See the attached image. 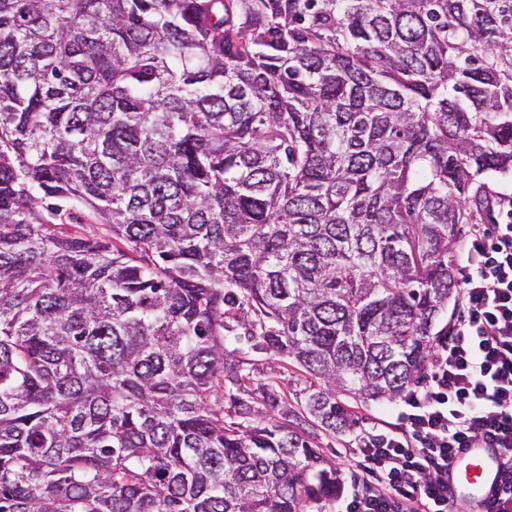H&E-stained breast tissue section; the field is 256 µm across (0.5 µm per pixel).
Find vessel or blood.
I'll return each instance as SVG.
<instances>
[{
  "mask_svg": "<svg viewBox=\"0 0 512 512\" xmlns=\"http://www.w3.org/2000/svg\"><path fill=\"white\" fill-rule=\"evenodd\" d=\"M499 451L495 448H466L453 459L448 482L457 503L481 505L497 486Z\"/></svg>",
  "mask_w": 512,
  "mask_h": 512,
  "instance_id": "1",
  "label": "vessel or blood"
}]
</instances>
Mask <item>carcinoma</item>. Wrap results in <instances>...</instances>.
Listing matches in <instances>:
<instances>
[{
    "label": "carcinoma",
    "instance_id": "carcinoma-1",
    "mask_svg": "<svg viewBox=\"0 0 512 512\" xmlns=\"http://www.w3.org/2000/svg\"><path fill=\"white\" fill-rule=\"evenodd\" d=\"M511 170L512 0H0V512H325Z\"/></svg>",
    "mask_w": 512,
    "mask_h": 512
}]
</instances>
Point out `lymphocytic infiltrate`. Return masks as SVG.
<instances>
[{"label":"lymphocytic infiltrate","mask_w":512,"mask_h":512,"mask_svg":"<svg viewBox=\"0 0 512 512\" xmlns=\"http://www.w3.org/2000/svg\"><path fill=\"white\" fill-rule=\"evenodd\" d=\"M455 252L461 314L434 338L428 378L404 396L396 424L349 450L356 482L336 512H454L448 465L476 445L500 451L482 512H512V200Z\"/></svg>","instance_id":"obj_1"}]
</instances>
